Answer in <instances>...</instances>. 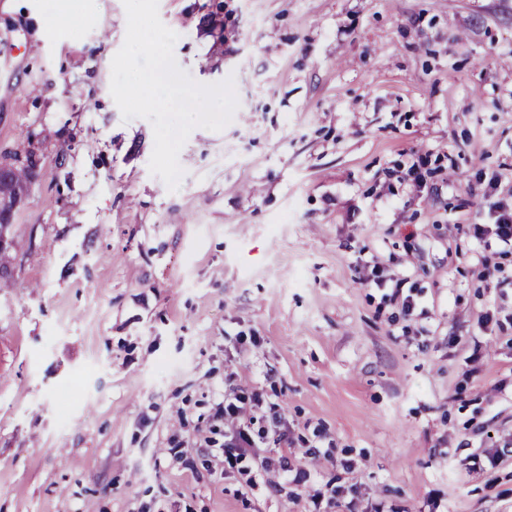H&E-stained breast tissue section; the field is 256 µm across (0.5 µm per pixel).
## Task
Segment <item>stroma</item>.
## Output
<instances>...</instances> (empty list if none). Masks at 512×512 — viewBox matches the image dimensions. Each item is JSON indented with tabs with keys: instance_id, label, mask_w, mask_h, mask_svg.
Segmentation results:
<instances>
[{
	"instance_id": "stroma-1",
	"label": "stroma",
	"mask_w": 512,
	"mask_h": 512,
	"mask_svg": "<svg viewBox=\"0 0 512 512\" xmlns=\"http://www.w3.org/2000/svg\"><path fill=\"white\" fill-rule=\"evenodd\" d=\"M54 5L0 0V512H512V0H158L239 103L174 191L123 0ZM231 392L277 428L234 469ZM55 19L62 26H73L82 15L84 5L80 0H57ZM32 167L33 164L30 161V163L27 164L20 162L19 165L11 164L7 168L0 169L1 185L10 187L12 191L15 189L22 190L23 188H28ZM475 232L482 234H493L498 242L504 247L512 250V210L507 211L505 208H501V212L496 216L495 224L493 228L484 227L485 225L477 224L474 225Z\"/></svg>"
}]
</instances>
